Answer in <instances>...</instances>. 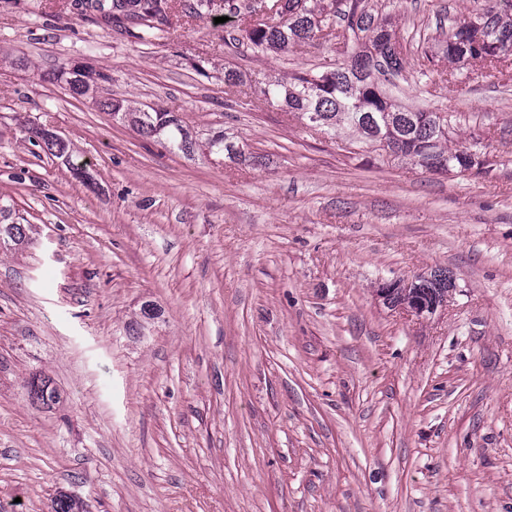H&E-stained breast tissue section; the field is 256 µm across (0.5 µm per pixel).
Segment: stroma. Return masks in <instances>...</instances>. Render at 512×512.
<instances>
[{"label":"stroma","instance_id":"1","mask_svg":"<svg viewBox=\"0 0 512 512\" xmlns=\"http://www.w3.org/2000/svg\"><path fill=\"white\" fill-rule=\"evenodd\" d=\"M71 3L0 0V207L34 227L0 251L6 512L61 491L86 512H512V62L443 58L489 0H367L408 60L390 96L448 113L493 158L480 175L350 154L259 104L267 80L351 63L361 40L255 54L180 0L140 38ZM427 52L452 83L415 70ZM74 62L236 154L172 152L46 80ZM436 269L455 286L434 315L376 296ZM35 375L55 402L32 403ZM24 132L28 141L32 144L36 145V143L39 144V141H41L52 155L64 158L76 175L85 176L87 166L89 165L88 160L80 155H73L69 151L68 144L62 138L38 126L25 127Z\"/></svg>","mask_w":512,"mask_h":512}]
</instances>
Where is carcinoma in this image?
<instances>
[{
  "instance_id": "obj_1",
  "label": "carcinoma",
  "mask_w": 512,
  "mask_h": 512,
  "mask_svg": "<svg viewBox=\"0 0 512 512\" xmlns=\"http://www.w3.org/2000/svg\"><path fill=\"white\" fill-rule=\"evenodd\" d=\"M253 0L241 11L234 0H190L187 11L202 18L225 9L239 17L238 35L228 38L227 44L243 40L256 53L267 50L286 52L295 46L320 36L338 43L348 35L364 34L368 39L364 50L353 64L338 66L330 71L315 69L298 72L289 80H269L260 88L264 101L285 107L295 117L331 134L348 128L352 138L344 139L343 149L353 152L359 144H367L396 158H408L433 171L451 168L468 172L474 168L488 169L489 161L479 165L467 146L447 152L442 145L453 134L448 118L438 112H415L396 108L384 95L382 87L372 77L373 71L395 75L404 68V58L395 32L387 20L377 18L366 10L364 0ZM169 0H112L115 19H124L138 33L148 34L156 24L168 22ZM345 22L336 28V19ZM470 28L462 21L448 33V61L453 63L481 62L494 65L512 56V0H494L493 5L475 14ZM67 81L74 96L86 97L96 91L106 75L88 66L72 70ZM100 105L113 118L128 124L145 138H157L182 153L202 150L210 155L230 150L224 144V133L217 132L204 142L191 138L182 120L169 112L150 107L142 109L104 100ZM28 141L43 143L58 158L65 159L72 171L85 176L89 161L69 151L59 136L38 126L24 128ZM27 224H0V249L21 247L28 243ZM448 290V271L438 269L421 281L418 296L428 303L442 299ZM53 512H84L80 500L61 493L53 501Z\"/></svg>"
}]
</instances>
